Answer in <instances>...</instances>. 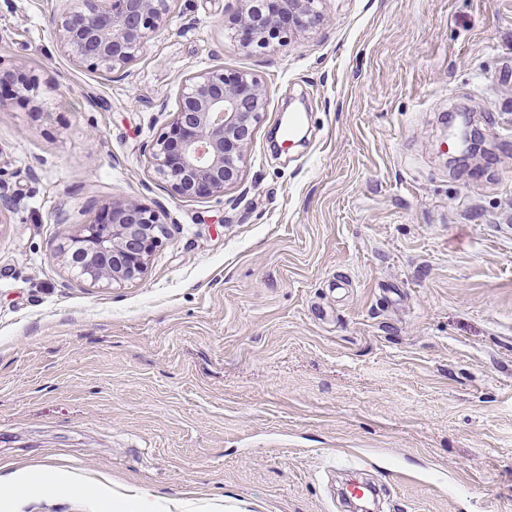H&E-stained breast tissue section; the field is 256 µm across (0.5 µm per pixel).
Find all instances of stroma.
Here are the masks:
<instances>
[{
  "label": "stroma",
  "mask_w": 512,
  "mask_h": 512,
  "mask_svg": "<svg viewBox=\"0 0 512 512\" xmlns=\"http://www.w3.org/2000/svg\"><path fill=\"white\" fill-rule=\"evenodd\" d=\"M77 0H0V465L152 487L183 512H512V0H323L240 48L236 0H173L123 69L74 62ZM208 69L268 90L240 181L174 196L145 146ZM305 138L284 144L289 113ZM168 234L96 288L56 249L110 198ZM44 483L0 512H100ZM6 93L23 106H30L34 111L41 112L38 101L41 97L39 78L30 73L16 71L0 66V101Z\"/></svg>",
  "instance_id": "stroma-1"
}]
</instances>
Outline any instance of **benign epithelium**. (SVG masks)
Returning a JSON list of instances; mask_svg holds the SVG:
<instances>
[{
    "label": "benign epithelium",
    "instance_id": "1",
    "mask_svg": "<svg viewBox=\"0 0 512 512\" xmlns=\"http://www.w3.org/2000/svg\"><path fill=\"white\" fill-rule=\"evenodd\" d=\"M224 21L243 49L267 48L326 22L323 0H237ZM170 11L169 0H79L58 23L63 49L75 61L108 72L144 48ZM39 112V78L0 68V95ZM268 91L246 72L201 71L185 80L171 121L148 146L153 173L183 199L224 195L240 180L247 148ZM167 234L159 214L134 197L105 203L78 236L58 245L68 267L93 287L140 278Z\"/></svg>",
    "mask_w": 512,
    "mask_h": 512
}]
</instances>
